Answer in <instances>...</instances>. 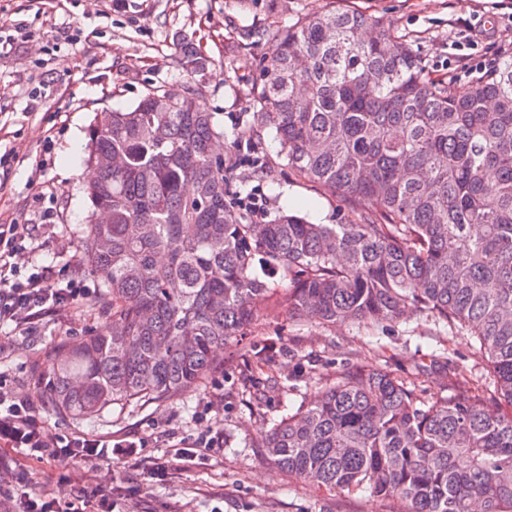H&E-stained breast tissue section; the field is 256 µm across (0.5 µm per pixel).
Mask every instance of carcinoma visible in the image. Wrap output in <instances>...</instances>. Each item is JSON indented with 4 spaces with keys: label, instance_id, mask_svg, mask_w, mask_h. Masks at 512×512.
Wrapping results in <instances>:
<instances>
[{
    "label": "carcinoma",
    "instance_id": "cac0c4a2",
    "mask_svg": "<svg viewBox=\"0 0 512 512\" xmlns=\"http://www.w3.org/2000/svg\"><path fill=\"white\" fill-rule=\"evenodd\" d=\"M267 56L246 92L249 137L271 132L301 181L348 203L352 224L296 211L249 222L230 191L241 148L197 100L209 60L187 46L185 96L145 94L88 127L82 236L103 314L49 363L53 409L92 418L203 383L252 331L259 298L298 323H398L426 314L471 336L494 395L450 363L428 400L385 368L344 371L258 434L268 463L323 498L372 493L397 512H512V55L466 93L425 70L373 14L336 6L249 33Z\"/></svg>",
    "mask_w": 512,
    "mask_h": 512
}]
</instances>
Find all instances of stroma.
I'll use <instances>...</instances> for the list:
<instances>
[{
  "mask_svg": "<svg viewBox=\"0 0 512 512\" xmlns=\"http://www.w3.org/2000/svg\"><path fill=\"white\" fill-rule=\"evenodd\" d=\"M405 33L436 78H456L467 89L475 75L512 53V0H351ZM272 19L270 0H0V34L22 41L0 55V224H33L22 272L46 265L60 281L95 288L79 248L87 214L83 163L89 124L103 109L134 106L149 90L182 85L179 36L192 38L210 57L201 104L224 123L227 143L247 139L243 89L255 80L266 46L245 32ZM244 180L242 197L262 199L267 223L299 202L312 203L322 224H346L349 212L328 193L296 179L286 166L273 176ZM259 324L225 348L224 362L201 385L180 395L83 420L47 405L49 357L65 342L99 326L83 307L47 314L35 332L0 330V378L31 399L60 436L88 435L115 446L107 457L73 461L63 485L48 464L24 458L0 441V490L27 485L69 501L71 490L120 486L116 512H391L388 500L369 494L317 496L268 465L254 445L256 431L300 403L315 399L343 371L385 368L429 398L450 396L446 360L464 367L471 382L486 386L489 371L466 333L433 330L423 316L396 324L291 323L286 312L258 302ZM222 435L223 448L201 449ZM132 453H124V446ZM187 447L193 464L157 481L150 468Z\"/></svg>",
  "mask_w": 512,
  "mask_h": 512,
  "instance_id": "1",
  "label": "stroma"
}]
</instances>
